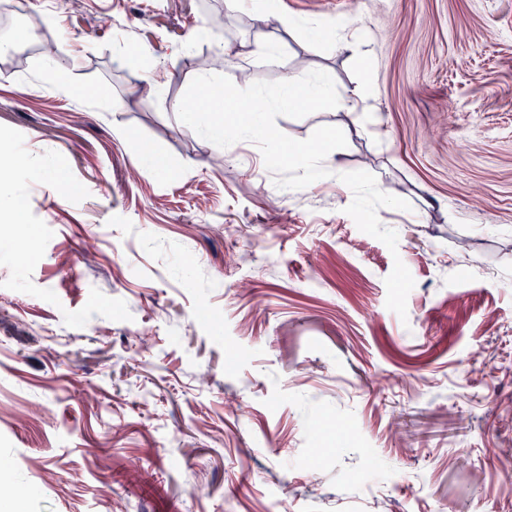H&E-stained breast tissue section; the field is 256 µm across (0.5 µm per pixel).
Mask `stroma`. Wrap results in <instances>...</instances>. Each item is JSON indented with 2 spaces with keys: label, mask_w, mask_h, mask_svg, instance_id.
<instances>
[{
  "label": "stroma",
  "mask_w": 512,
  "mask_h": 512,
  "mask_svg": "<svg viewBox=\"0 0 512 512\" xmlns=\"http://www.w3.org/2000/svg\"><path fill=\"white\" fill-rule=\"evenodd\" d=\"M278 2L0 31V199L38 244L0 241V512H512V0ZM342 22L365 65L310 32ZM295 75L371 92L315 112ZM203 80L266 131L174 111Z\"/></svg>",
  "instance_id": "stroma-1"
}]
</instances>
